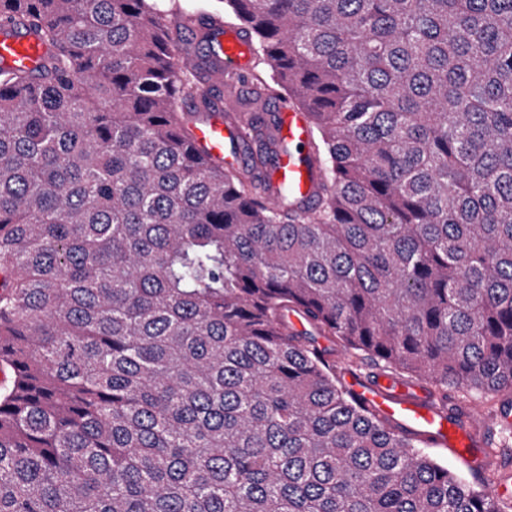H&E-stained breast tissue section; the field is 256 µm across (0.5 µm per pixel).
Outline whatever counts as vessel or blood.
I'll return each instance as SVG.
<instances>
[{
	"instance_id": "vessel-or-blood-1",
	"label": "vessel or blood",
	"mask_w": 512,
	"mask_h": 512,
	"mask_svg": "<svg viewBox=\"0 0 512 512\" xmlns=\"http://www.w3.org/2000/svg\"><path fill=\"white\" fill-rule=\"evenodd\" d=\"M209 29L218 41L210 61L213 71L219 74L232 69L246 73L247 61L254 51L250 40L239 29L216 22ZM46 53V46L33 35L8 27L0 29V65L32 70ZM190 119L195 150L212 161L231 164L227 145L244 137V129L226 122L219 105L197 109ZM271 137L276 148L263 173L269 198L276 201L284 195L294 205H307L320 189L319 164L311 150L312 129L307 113L295 107L279 108ZM347 386L358 402L396 423L406 435L421 439L429 447L462 452L474 468H482L480 442L472 424L456 412L438 409L423 387L403 386L384 375L368 380L354 374L349 376Z\"/></svg>"
}]
</instances>
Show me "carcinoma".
I'll return each mask as SVG.
<instances>
[{
	"label": "carcinoma",
	"instance_id": "carcinoma-1",
	"mask_svg": "<svg viewBox=\"0 0 512 512\" xmlns=\"http://www.w3.org/2000/svg\"><path fill=\"white\" fill-rule=\"evenodd\" d=\"M193 16L0 0V512H504L359 405L348 353L512 406V0H224L310 113L299 212L192 146ZM46 53L47 47L33 35L8 27L0 29V65L23 66L34 70L40 65Z\"/></svg>",
	"mask_w": 512,
	"mask_h": 512
}]
</instances>
